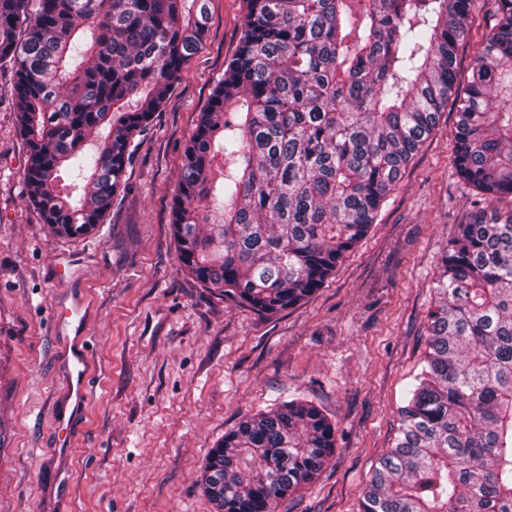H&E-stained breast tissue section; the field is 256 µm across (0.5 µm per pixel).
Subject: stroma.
Returning a JSON list of instances; mask_svg holds the SVG:
<instances>
[{
  "mask_svg": "<svg viewBox=\"0 0 512 512\" xmlns=\"http://www.w3.org/2000/svg\"><path fill=\"white\" fill-rule=\"evenodd\" d=\"M247 0H211L207 39L125 170L103 224L67 237L29 204L28 148L11 66L0 67V512H212L205 459L243 416L300 399L336 426L334 456L277 512H359L360 493L398 435V408L421 372L437 264L481 199L452 163L444 113L366 237L310 299L263 315L181 268L170 226L183 149L235 54ZM84 265L75 283L56 271ZM90 304L92 360L107 374L72 452L63 336L50 313L68 294Z\"/></svg>",
  "mask_w": 512,
  "mask_h": 512,
  "instance_id": "1",
  "label": "stroma"
}]
</instances>
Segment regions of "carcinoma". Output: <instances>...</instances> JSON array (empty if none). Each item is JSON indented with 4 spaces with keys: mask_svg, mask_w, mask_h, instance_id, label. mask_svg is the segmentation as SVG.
I'll list each match as a JSON object with an SVG mask.
<instances>
[{
    "mask_svg": "<svg viewBox=\"0 0 512 512\" xmlns=\"http://www.w3.org/2000/svg\"><path fill=\"white\" fill-rule=\"evenodd\" d=\"M209 2L0 0L26 196L51 230L103 223L136 137L208 35ZM495 3L463 84L479 0H248L184 150L171 205L181 267L261 314L312 297L450 105L457 174L512 196V0ZM435 292L424 366L359 512H512V213L459 225ZM335 450L317 407L284 401L224 432L203 492L214 512H277Z\"/></svg>",
    "mask_w": 512,
    "mask_h": 512,
    "instance_id": "1",
    "label": "carcinoma"
}]
</instances>
